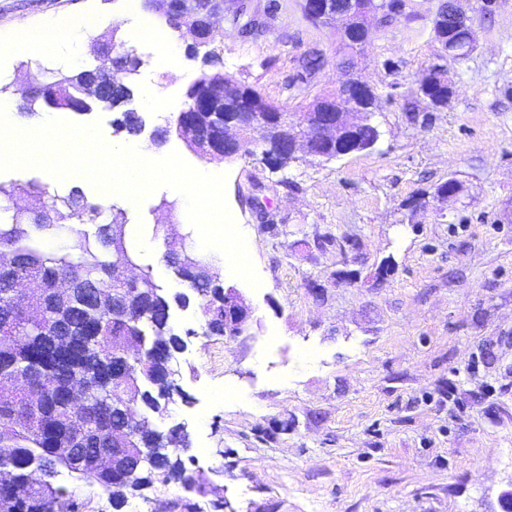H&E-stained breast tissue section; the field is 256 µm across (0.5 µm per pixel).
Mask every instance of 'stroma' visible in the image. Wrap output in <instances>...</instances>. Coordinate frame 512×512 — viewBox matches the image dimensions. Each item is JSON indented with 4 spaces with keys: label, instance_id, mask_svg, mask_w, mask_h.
I'll return each instance as SVG.
<instances>
[{
    "label": "stroma",
    "instance_id": "obj_1",
    "mask_svg": "<svg viewBox=\"0 0 512 512\" xmlns=\"http://www.w3.org/2000/svg\"><path fill=\"white\" fill-rule=\"evenodd\" d=\"M127 0H0V85L15 102L27 74L79 70L95 63L100 38L116 32L140 67L127 109L150 130L173 123L189 84L224 73L298 112L334 92L346 74L372 85L380 131L370 149L330 162L307 157L272 168L255 143L230 159L195 152L177 134L157 156L178 152L199 170L226 173L228 208L245 229L260 278L251 287L221 265L255 312L235 339L201 335L198 305L173 309L188 333L175 368L187 401L170 404L161 422L184 424L192 470L212 484L200 512H500L512 488V0H461L476 47L442 61L433 35L439 0H404L387 26H370L353 55L340 25L306 18L304 0H247L264 23L242 38L223 16L213 23L214 64L141 34ZM92 14L94 27L82 19ZM73 31L78 52L47 55L14 39L44 22ZM318 55L321 64L305 70ZM445 63L455 94L431 111L418 84ZM463 187L434 202L448 179ZM42 187L44 206L72 191L95 207L88 234L125 209L122 197L82 181H57L39 169L0 173V185ZM261 197L265 213L249 204ZM428 207L413 206L414 197ZM175 205L178 231L193 252L199 236L184 198L160 188L125 210L127 236L140 266L164 291L180 290L163 258L162 202ZM233 398H225L226 388ZM78 512H166L183 496L175 484L114 505L97 487L67 473Z\"/></svg>",
    "mask_w": 512,
    "mask_h": 512
}]
</instances>
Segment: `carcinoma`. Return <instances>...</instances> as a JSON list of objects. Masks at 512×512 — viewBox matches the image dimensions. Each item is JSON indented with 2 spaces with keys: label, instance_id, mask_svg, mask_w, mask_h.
Here are the masks:
<instances>
[{
  "label": "carcinoma",
  "instance_id": "cac0c4a2",
  "mask_svg": "<svg viewBox=\"0 0 512 512\" xmlns=\"http://www.w3.org/2000/svg\"><path fill=\"white\" fill-rule=\"evenodd\" d=\"M149 6L162 11L171 29L188 31L193 49L218 57L209 27L211 16L224 10V0H149ZM382 8L376 0H332L331 11L352 12V30L343 45L350 49L364 37L360 19ZM468 29L464 21L433 24L443 51L450 40L464 41ZM113 63L129 78L139 65L126 49ZM94 76L108 80L92 65L48 78L42 70L33 73L41 94L27 101L24 114L56 108L61 99L78 110L83 87ZM226 86L256 96L264 107L270 104L255 88L220 72L194 80L187 93L219 96ZM112 88L100 109L113 110L133 97L126 83ZM142 128L137 112L126 110L117 120L119 133L138 135ZM357 135L359 149L365 150L379 132L370 125ZM62 205L68 212L55 213L60 221H73L72 243H82L79 265L67 255L42 250L32 230L55 225L31 224L30 208L13 209L11 223L0 226V512H75L71 492L54 483L60 468L85 485L104 489L117 505L157 481L183 486L197 480L182 459L190 448L189 435L174 427L156 428L151 417L166 413V400L158 392L168 387L166 370L180 348L181 335L170 322L173 307L199 303L203 335H224L220 274L182 253L183 238L171 228L164 236L166 250L181 255L184 290L162 292L148 269L141 271L138 284H130L115 275L119 263L100 258L96 249L99 243L113 253L112 244L125 237V213L113 212L92 241L79 225L94 220V209L81 204L76 193ZM200 291L208 297H199ZM115 350L127 365L118 379L112 377ZM120 428L129 438L118 450L119 463L103 469L100 453L112 452V432Z\"/></svg>",
  "mask_w": 512,
  "mask_h": 512
}]
</instances>
